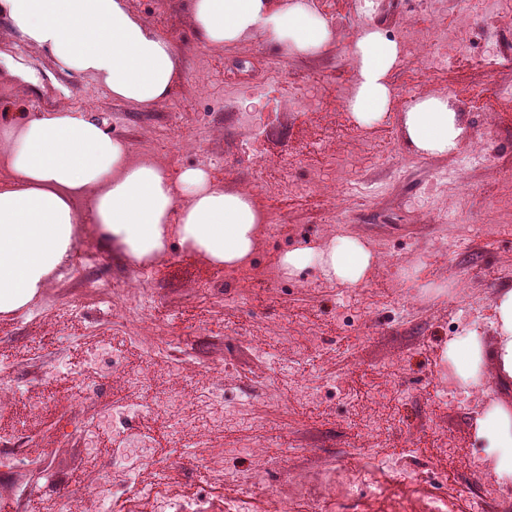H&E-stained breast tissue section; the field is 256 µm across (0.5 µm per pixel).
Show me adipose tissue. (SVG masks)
Instances as JSON below:
<instances>
[{
	"label": "adipose tissue",
	"instance_id": "1",
	"mask_svg": "<svg viewBox=\"0 0 512 512\" xmlns=\"http://www.w3.org/2000/svg\"><path fill=\"white\" fill-rule=\"evenodd\" d=\"M11 35L47 49L60 70L92 78L113 100L140 111L163 102L181 77L174 41L131 11L126 0H0ZM190 18L211 47L262 35L298 58L321 54L335 39L309 0H191ZM355 72L347 106L360 125L380 121L392 91L389 73L404 59L397 40L374 25L349 45ZM402 137L418 155L452 156L470 142L448 95L417 99L400 117ZM0 315L33 304L76 248L79 224H98L137 264L172 245L224 269L250 266L266 230L255 194L213 183L196 167L169 175L132 161L127 143L87 113L69 109L0 119ZM378 264L368 240L331 234L284 251L279 267L294 276L316 268L350 287ZM489 328L461 321L444 358L457 389L476 401L474 430L482 464L502 492L512 491V289L491 300Z\"/></svg>",
	"mask_w": 512,
	"mask_h": 512
}]
</instances>
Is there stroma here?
Here are the masks:
<instances>
[{"label":"stroma","mask_w":512,"mask_h":512,"mask_svg":"<svg viewBox=\"0 0 512 512\" xmlns=\"http://www.w3.org/2000/svg\"><path fill=\"white\" fill-rule=\"evenodd\" d=\"M128 5L183 56V77L157 108L138 111L112 100L90 77L58 70L46 50L7 35L0 17V110L86 112L127 141L132 159L161 163L174 175L204 166L217 183L258 195L274 180L299 184L296 195L274 199L259 265L277 268L285 249L330 232L372 241L382 262L357 288L323 282L311 268L276 287L258 280L246 288L224 268L176 247L151 265H134L98 225H81L83 249L74 250L35 302L42 316L0 315V376L22 392L14 410L0 414V450L17 443L25 450L21 464L0 470V512H153L126 494L100 501L92 485L114 480L112 454L123 437L113 434L111 451L92 455L90 437L80 430L127 397L129 368L146 372L154 397L177 388L193 400L206 369L224 388L231 417H213L206 437L190 430L175 440L167 420L150 413L137 420L151 443L141 478L149 483L164 473L171 493L215 501L237 494L232 474L249 438L268 472L266 484L247 495L249 512H272L277 499L291 512H307L306 502L288 493L290 477L314 480L401 449L404 467L423 472L421 483L381 470V498L326 499L320 512H421L436 495L447 497L452 512H512V497L479 498L486 476L472 409L452 394L443 353L461 320L489 327L493 294L512 288V214H492L494 199L512 194V97L502 92L512 85V32H503L485 0H470L477 21L459 35L466 55L447 65L434 55L403 61L390 76L388 115L361 126L336 98L337 84L353 74V36L368 24L392 36L407 13L427 23L438 11L455 14L461 0H381L370 15L361 0H316L336 40L313 58L287 57L259 36L208 47L190 20L189 0ZM259 83L271 87L269 97L249 95L248 85ZM438 85L457 100L471 139L485 141L492 153L488 164L448 182L438 174L455 168L456 157L413 154L399 125L400 113ZM248 122L263 130L257 148L273 169L238 153ZM317 128L335 137L336 155L326 162L313 143ZM326 187L339 194L337 208L323 198ZM138 275L147 294H126V282ZM98 280L106 291L93 289ZM459 290L471 309L456 299ZM109 291L126 299L130 319H151L153 327L126 350L124 366L94 377L70 374L62 361L77 350L104 337L125 343L130 319L112 316ZM297 374L312 386L335 380L338 392L312 412L281 400ZM79 383L91 387L88 398H75ZM33 402L43 410L31 417ZM21 486L29 498L17 496Z\"/></svg>","instance_id":"obj_1"}]
</instances>
